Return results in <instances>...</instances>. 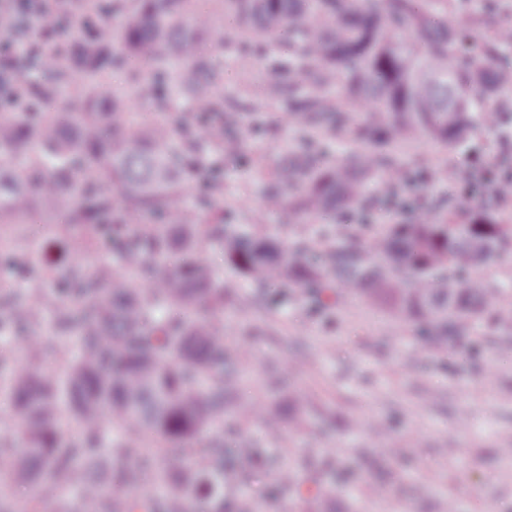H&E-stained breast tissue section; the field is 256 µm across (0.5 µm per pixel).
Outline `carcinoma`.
Here are the masks:
<instances>
[{"label":"carcinoma","mask_w":512,"mask_h":512,"mask_svg":"<svg viewBox=\"0 0 512 512\" xmlns=\"http://www.w3.org/2000/svg\"><path fill=\"white\" fill-rule=\"evenodd\" d=\"M133 15L106 37H80L47 58L44 80L16 71L18 95L53 98L75 73L85 78L66 103L35 116L0 115V224H17L44 207L62 214L53 241L87 260L49 267L31 261L26 246L6 263L53 287L8 306L11 332L31 364L14 366L0 348V371L20 420L25 448L12 454L14 478L36 489L39 504L83 512H153L122 489L140 482L163 488L159 512H255L235 497L231 473L255 468L243 454L203 434L229 414L239 425L260 421L274 432L279 407L236 395L239 363L249 352L224 344L216 311L230 299L224 279L201 259L222 244L233 272L257 289L264 305L272 288L313 293L324 301L353 294L384 304L436 345L465 336L478 315L498 308L497 326L512 331V283L473 273L492 268L512 244V219L458 206L413 216L375 232L343 224L332 239L305 234L307 221L353 211L375 173L403 168L394 140L419 135L454 148L504 99L500 79L505 42L498 13L475 12L469 0H132ZM467 18L464 25L456 18ZM263 34L266 51L286 56L298 82L274 79L245 97L224 92V68L214 53L249 46ZM126 73L138 95L165 112L143 129L129 104L112 93L111 74ZM206 98V121L187 111L184 95ZM274 109L282 125L304 124L311 139L347 130L354 147L340 163L314 156L287 160L263 189L266 204L291 212L299 235L285 247L260 214L249 224L224 222V185L187 202L178 177L185 161L199 177L202 162L236 158L242 144L213 136L243 110ZM21 160L26 176L10 166ZM177 255L173 269L162 255ZM138 268L150 280L139 288L126 275ZM57 308L56 335L77 336L71 360L56 345L64 385L36 363L50 348L37 333L40 308ZM121 432L112 438V429ZM150 434L154 460L137 457Z\"/></svg>","instance_id":"1"}]
</instances>
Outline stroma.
Segmentation results:
<instances>
[{
	"label": "stroma",
	"mask_w": 512,
	"mask_h": 512,
	"mask_svg": "<svg viewBox=\"0 0 512 512\" xmlns=\"http://www.w3.org/2000/svg\"><path fill=\"white\" fill-rule=\"evenodd\" d=\"M226 89L246 91L274 76L291 81L293 64L265 55L240 68L224 53ZM246 152L218 161L231 223H249L262 204L261 185L299 144L298 127L273 112L244 114ZM415 194L435 199V165L479 167L512 155V137L474 131L451 150L428 139L407 147ZM54 215L39 210L23 224L0 225V247L51 235ZM224 335L251 356L238 385L243 398L287 404L306 393L312 411L303 429L283 413L279 439L259 426L225 437L250 444L265 465L247 476L259 512H364L387 492L388 512H512V344L483 315L469 335L442 348L422 342L405 321L361 300L325 309L301 294L279 297L269 319L225 305ZM288 465L298 481H317L321 498L299 495L275 475Z\"/></svg>",
	"instance_id": "35a3bbf8"
}]
</instances>
